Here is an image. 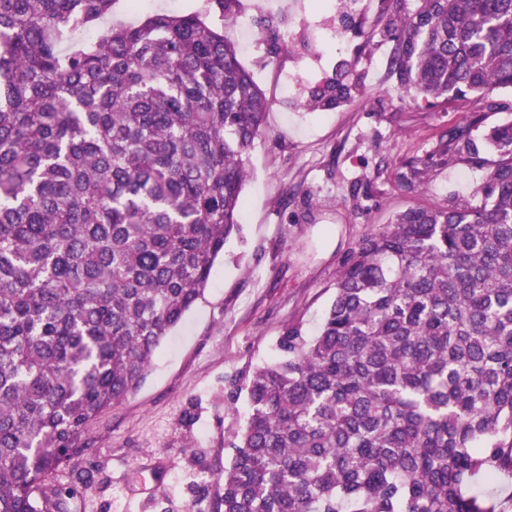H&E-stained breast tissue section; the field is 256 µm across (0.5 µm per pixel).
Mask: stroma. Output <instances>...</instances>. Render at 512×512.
<instances>
[{"mask_svg": "<svg viewBox=\"0 0 512 512\" xmlns=\"http://www.w3.org/2000/svg\"><path fill=\"white\" fill-rule=\"evenodd\" d=\"M337 0H238L259 38L241 51L271 102L249 155L239 229L213 266L204 295L159 348L141 386L96 420L90 450L55 475L69 487L87 470L69 512H209L228 448L247 412L243 386L277 354L291 327L315 335L346 254L369 228L422 204L471 197L497 156L486 147L431 167L414 189L410 164L438 155L449 130L467 126L479 141L512 120V92L434 106L406 95L390 65L386 23L423 0H362L347 30ZM348 63L358 93L316 111L302 102ZM295 75L281 96V71Z\"/></svg>", "mask_w": 512, "mask_h": 512, "instance_id": "stroma-1", "label": "stroma"}]
</instances>
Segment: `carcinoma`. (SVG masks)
<instances>
[{
    "mask_svg": "<svg viewBox=\"0 0 512 512\" xmlns=\"http://www.w3.org/2000/svg\"><path fill=\"white\" fill-rule=\"evenodd\" d=\"M117 0H0V512H67L51 477L145 379L238 226L270 103L224 22ZM391 63L433 105L512 91V0H424ZM357 87L308 95L323 109ZM474 199L362 235L314 336L255 368L211 512H495L512 478V122ZM471 133L442 155H475ZM433 165H410L411 189ZM473 491L478 494L493 496L497 499L499 505H501V509L506 512H512V503L510 501L512 495V481L495 486H488L483 482H477Z\"/></svg>",
    "mask_w": 512,
    "mask_h": 512,
    "instance_id": "carcinoma-1",
    "label": "carcinoma"
}]
</instances>
